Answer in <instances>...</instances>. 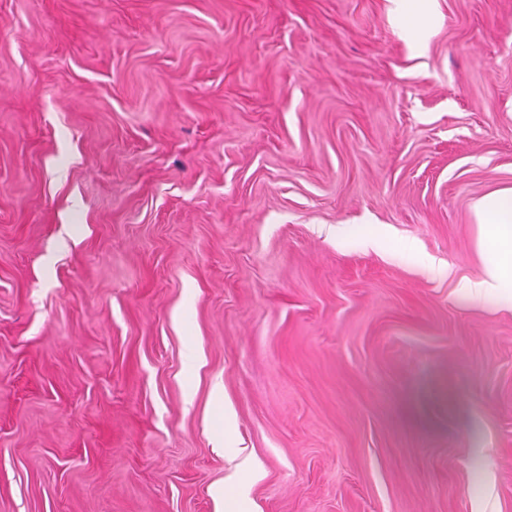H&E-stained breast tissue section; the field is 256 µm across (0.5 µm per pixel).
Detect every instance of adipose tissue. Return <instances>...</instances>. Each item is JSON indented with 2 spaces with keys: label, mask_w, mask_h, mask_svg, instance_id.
Masks as SVG:
<instances>
[{
  "label": "adipose tissue",
  "mask_w": 512,
  "mask_h": 512,
  "mask_svg": "<svg viewBox=\"0 0 512 512\" xmlns=\"http://www.w3.org/2000/svg\"><path fill=\"white\" fill-rule=\"evenodd\" d=\"M474 210L483 230L485 264L483 276L468 288L475 295L512 288V189L479 199Z\"/></svg>",
  "instance_id": "1"
}]
</instances>
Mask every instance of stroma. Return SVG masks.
I'll return each mask as SVG.
<instances>
[{"label": "stroma", "mask_w": 512, "mask_h": 512, "mask_svg": "<svg viewBox=\"0 0 512 512\" xmlns=\"http://www.w3.org/2000/svg\"><path fill=\"white\" fill-rule=\"evenodd\" d=\"M430 4L0 0V512H512V0ZM474 210L483 230L484 275L465 288L475 295L512 288V189L479 199Z\"/></svg>", "instance_id": "stroma-1"}]
</instances>
